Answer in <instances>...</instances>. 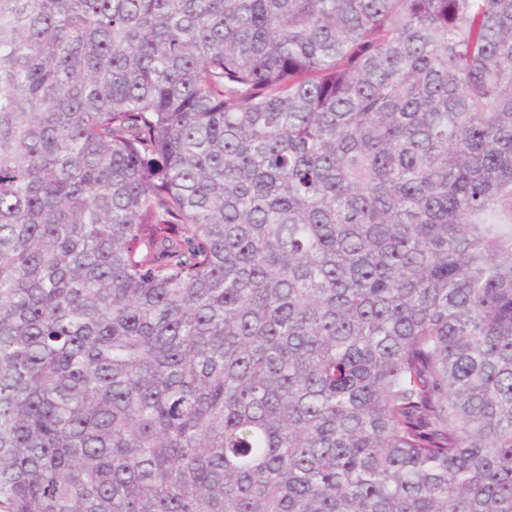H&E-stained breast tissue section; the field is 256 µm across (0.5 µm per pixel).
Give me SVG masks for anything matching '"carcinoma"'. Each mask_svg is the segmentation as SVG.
<instances>
[{"label":"carcinoma","instance_id":"cac0c4a2","mask_svg":"<svg viewBox=\"0 0 512 512\" xmlns=\"http://www.w3.org/2000/svg\"><path fill=\"white\" fill-rule=\"evenodd\" d=\"M512 0H0V512H512Z\"/></svg>","mask_w":512,"mask_h":512}]
</instances>
